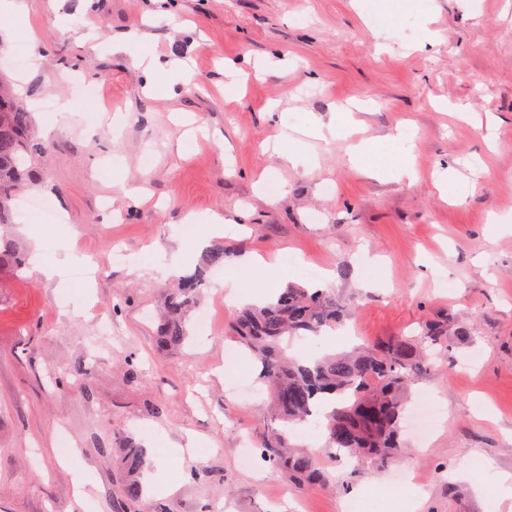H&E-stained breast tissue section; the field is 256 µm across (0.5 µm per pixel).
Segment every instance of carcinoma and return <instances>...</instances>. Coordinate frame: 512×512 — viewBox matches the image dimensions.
<instances>
[{
  "mask_svg": "<svg viewBox=\"0 0 512 512\" xmlns=\"http://www.w3.org/2000/svg\"><path fill=\"white\" fill-rule=\"evenodd\" d=\"M51 145L36 139L33 114L0 77V224L13 221L17 201L39 179L41 160ZM222 247L209 250L206 265L178 278L158 330L162 347L189 336V314L207 287V269L224 265ZM21 274L25 258L12 242L0 238V267ZM345 316L335 296L320 288L289 285L262 306L241 309L232 335L261 363V378L271 395L272 418L284 424L262 434L265 460L292 482L321 484L326 474L313 458L290 442L288 425L319 416L327 446L362 463L387 466L405 448L400 422L410 402L411 385L431 361L448 354V319L429 321L417 336H390L345 353L297 358L288 354L293 339L318 336L340 325ZM142 450L126 449L129 500L141 497Z\"/></svg>",
  "mask_w": 512,
  "mask_h": 512,
  "instance_id": "cac0c4a2",
  "label": "carcinoma"
}]
</instances>
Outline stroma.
Masks as SVG:
<instances>
[{
  "mask_svg": "<svg viewBox=\"0 0 512 512\" xmlns=\"http://www.w3.org/2000/svg\"><path fill=\"white\" fill-rule=\"evenodd\" d=\"M361 2L28 0L38 43L28 66L0 59V74L54 144L32 194L61 220L0 227L41 258L19 276L0 270V512H338L348 500L364 512H512L496 486L512 477V0ZM133 29V53H113ZM141 55L186 63L191 85L161 81L145 95ZM258 61L263 74L226 89L225 63ZM102 105L123 124L100 121ZM174 112L222 140L176 151ZM342 112L354 113L374 174L340 138L310 140L313 162L297 169L262 148L309 116L327 124ZM400 129L414 135L413 181L396 173ZM265 171L270 186L288 185L273 204L257 187ZM116 175L149 200L114 194ZM190 210L223 213V235L182 229ZM214 245L227 257L203 294L209 332L160 348L173 284L162 267L192 271ZM284 252L327 270L322 286L347 311L312 353L447 319L448 370L415 385L445 418L398 462L419 477L414 492L391 495V469L340 466L309 433L297 441L325 483L288 484L259 459L272 424L260 366L240 354L237 384L261 394L250 405L229 390L224 354L237 346L236 311L254 300L239 263ZM65 256L64 278H47L43 266ZM82 262L92 277H78ZM128 443L144 456L136 502L124 493ZM246 453L254 467L241 465ZM77 471L91 478L85 490Z\"/></svg>",
  "mask_w": 512,
  "mask_h": 512,
  "instance_id": "35a3bbf8",
  "label": "stroma"
}]
</instances>
